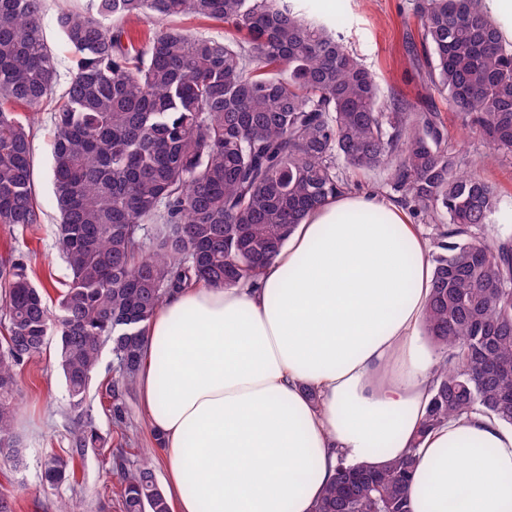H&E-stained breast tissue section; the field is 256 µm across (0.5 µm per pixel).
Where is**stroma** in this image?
<instances>
[{
    "mask_svg": "<svg viewBox=\"0 0 512 512\" xmlns=\"http://www.w3.org/2000/svg\"><path fill=\"white\" fill-rule=\"evenodd\" d=\"M302 4L343 36L348 48L375 75L383 98L395 94L414 98L424 94L425 86L417 77L406 48L407 41L421 39L417 0H302ZM60 94L59 88L53 89L51 101L38 109L31 137L40 222L23 231L0 229V254L22 255L51 304L56 302L67 278L56 242L58 211L50 176L52 101ZM431 100L445 122L449 145L474 159V173L500 190V206L490 224L492 234L512 237V158L484 162L483 142L477 136L463 135L456 111L444 98L435 94ZM58 359V343L49 340L40 356L24 365L18 374L20 411L16 431L25 448L27 465L18 471L0 468V492L12 497L15 512H58L62 501L75 497L83 499L85 512H120L119 485L113 473L114 450L127 449L128 459L134 463L150 459L161 483L167 478L165 450L147 425L138 392L126 397L128 415L124 429L113 425L106 388L115 373L112 349L107 346L102 350L100 367L87 395V406L100 439L84 448L82 454L74 455L76 483L55 489L43 485L41 472L45 460L53 453H71L76 426L68 410Z\"/></svg>",
    "mask_w": 512,
    "mask_h": 512,
    "instance_id": "35a3bbf8",
    "label": "stroma"
}]
</instances>
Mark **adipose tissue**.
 I'll use <instances>...</instances> for the list:
<instances>
[{
	"mask_svg": "<svg viewBox=\"0 0 512 512\" xmlns=\"http://www.w3.org/2000/svg\"><path fill=\"white\" fill-rule=\"evenodd\" d=\"M404 210L348 192L310 212L255 285L169 296L137 386L173 512H314L338 466L417 449L413 512H512V426L419 436L438 356L433 266Z\"/></svg>",
	"mask_w": 512,
	"mask_h": 512,
	"instance_id": "1",
	"label": "adipose tissue"
}]
</instances>
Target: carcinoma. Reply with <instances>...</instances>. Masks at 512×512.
<instances>
[{
    "instance_id": "cac0c4a2",
    "label": "carcinoma",
    "mask_w": 512,
    "mask_h": 512,
    "mask_svg": "<svg viewBox=\"0 0 512 512\" xmlns=\"http://www.w3.org/2000/svg\"><path fill=\"white\" fill-rule=\"evenodd\" d=\"M193 15L222 39L170 26L143 43L128 25ZM427 89L448 99L486 159L512 156V45L483 0H418ZM45 0H0V225L39 223L32 121L58 74L42 28ZM74 54L53 114L56 238L69 281L56 311L23 257H0V465L25 459L16 433L19 366L57 338L77 447L102 347L116 361L112 419L126 421L146 324L164 299L262 273L312 210L352 189L345 169L387 167L396 201L441 223L424 333L438 347L421 433L471 413L512 425V239H492L495 184L448 148L441 115L420 96L382 102L373 74L325 21L296 0H88L59 9ZM416 449L380 469H336L314 512H411ZM120 473V512H171L146 460ZM51 486L75 480L51 455Z\"/></svg>"
}]
</instances>
